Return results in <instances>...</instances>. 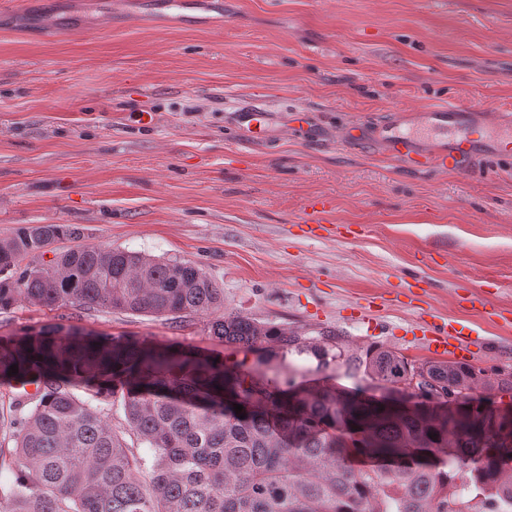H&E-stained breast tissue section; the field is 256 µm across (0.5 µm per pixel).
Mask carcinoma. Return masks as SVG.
I'll use <instances>...</instances> for the list:
<instances>
[{
    "mask_svg": "<svg viewBox=\"0 0 512 512\" xmlns=\"http://www.w3.org/2000/svg\"><path fill=\"white\" fill-rule=\"evenodd\" d=\"M80 237L36 224L0 240V314L20 299L66 309L0 336V379L39 384L0 405V440L12 442L0 443V512H512V414L486 398L512 391V371L352 352L331 331L224 309V289L192 262L54 249ZM91 309L197 316L253 361L96 336L80 324ZM293 355L350 385L295 381ZM416 376L426 390H408Z\"/></svg>",
    "mask_w": 512,
    "mask_h": 512,
    "instance_id": "1",
    "label": "carcinoma"
}]
</instances>
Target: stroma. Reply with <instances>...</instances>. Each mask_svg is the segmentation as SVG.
Returning a JSON list of instances; mask_svg holds the SVG:
<instances>
[{
    "mask_svg": "<svg viewBox=\"0 0 512 512\" xmlns=\"http://www.w3.org/2000/svg\"><path fill=\"white\" fill-rule=\"evenodd\" d=\"M169 2L0 5V239L75 224L81 244L196 263L226 309L352 350L424 360L422 321L472 322V365L512 371V153L416 169L339 136L448 103L512 111V0ZM257 99L274 109L262 142L230 117ZM316 197L332 206L314 236ZM82 323L237 357L197 317Z\"/></svg>",
    "mask_w": 512,
    "mask_h": 512,
    "instance_id": "35a3bbf8",
    "label": "stroma"
}]
</instances>
